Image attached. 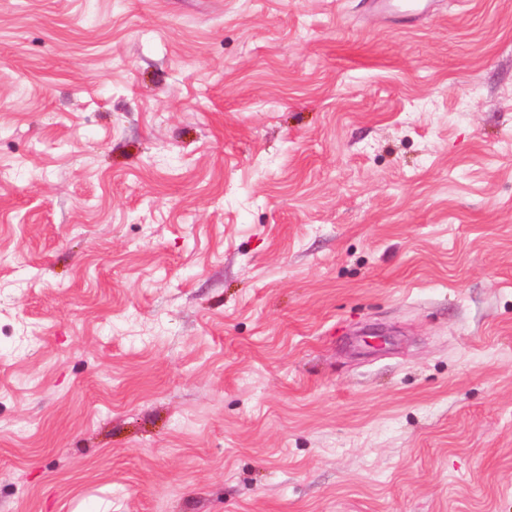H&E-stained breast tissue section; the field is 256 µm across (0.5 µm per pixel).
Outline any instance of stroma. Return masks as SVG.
Returning <instances> with one entry per match:
<instances>
[{"label":"stroma","mask_w":512,"mask_h":512,"mask_svg":"<svg viewBox=\"0 0 512 512\" xmlns=\"http://www.w3.org/2000/svg\"><path fill=\"white\" fill-rule=\"evenodd\" d=\"M0 512H512V0H0Z\"/></svg>","instance_id":"1"}]
</instances>
